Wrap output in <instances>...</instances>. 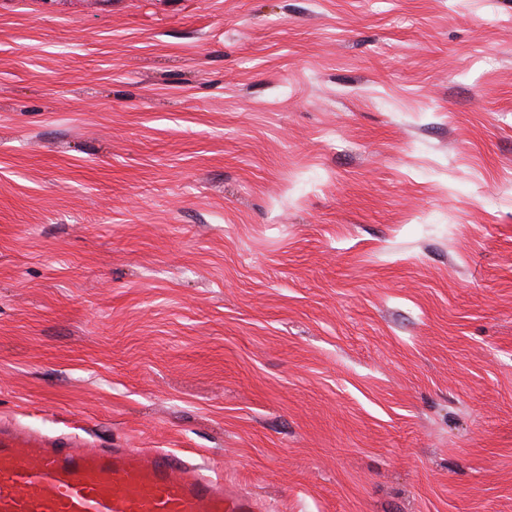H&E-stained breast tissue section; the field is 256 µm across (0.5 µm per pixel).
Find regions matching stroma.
I'll use <instances>...</instances> for the list:
<instances>
[{
	"instance_id": "35a3bbf8",
	"label": "stroma",
	"mask_w": 512,
	"mask_h": 512,
	"mask_svg": "<svg viewBox=\"0 0 512 512\" xmlns=\"http://www.w3.org/2000/svg\"><path fill=\"white\" fill-rule=\"evenodd\" d=\"M0 421L512 512V0H0Z\"/></svg>"
}]
</instances>
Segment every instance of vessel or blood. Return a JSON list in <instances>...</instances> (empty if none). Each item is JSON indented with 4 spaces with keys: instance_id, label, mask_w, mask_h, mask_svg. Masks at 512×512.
<instances>
[{
    "instance_id": "b4317fda",
    "label": "vessel or blood",
    "mask_w": 512,
    "mask_h": 512,
    "mask_svg": "<svg viewBox=\"0 0 512 512\" xmlns=\"http://www.w3.org/2000/svg\"><path fill=\"white\" fill-rule=\"evenodd\" d=\"M0 512H262V506L166 450H92L1 424Z\"/></svg>"
}]
</instances>
